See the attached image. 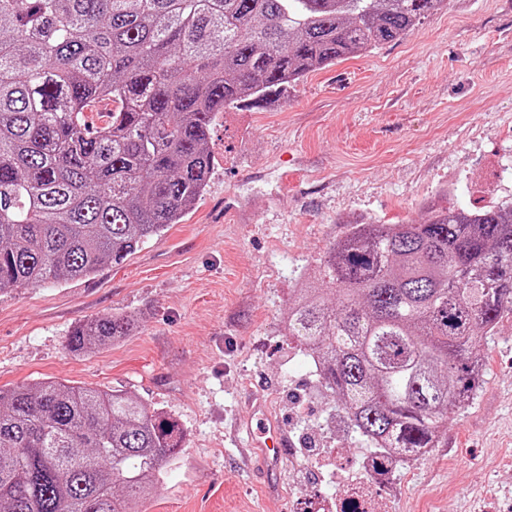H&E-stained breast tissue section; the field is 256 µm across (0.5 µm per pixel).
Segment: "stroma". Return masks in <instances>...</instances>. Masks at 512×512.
I'll use <instances>...</instances> for the list:
<instances>
[{"label":"stroma","mask_w":512,"mask_h":512,"mask_svg":"<svg viewBox=\"0 0 512 512\" xmlns=\"http://www.w3.org/2000/svg\"><path fill=\"white\" fill-rule=\"evenodd\" d=\"M211 150L184 221L124 262L0 291V388L120 389L176 418L183 448L137 512H298L363 451L325 423L310 358L284 334L288 294L347 225L512 202V0H446L398 41L228 107ZM112 314L141 327L69 352L74 325ZM486 355L474 403L392 475L378 512H512L511 317ZM255 392L289 441L273 490L234 434Z\"/></svg>","instance_id":"stroma-1"}]
</instances>
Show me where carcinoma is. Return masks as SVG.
<instances>
[{"mask_svg":"<svg viewBox=\"0 0 512 512\" xmlns=\"http://www.w3.org/2000/svg\"><path fill=\"white\" fill-rule=\"evenodd\" d=\"M446 0H0V290L89 277L182 221L224 109L401 39ZM100 101L112 111L87 115ZM512 313V203L351 224L292 289L288 339L317 358L346 432L383 467L438 445ZM76 325L84 354L136 331ZM122 390L0 392V512H128L182 448Z\"/></svg>","mask_w":512,"mask_h":512,"instance_id":"obj_1","label":"carcinoma"}]
</instances>
